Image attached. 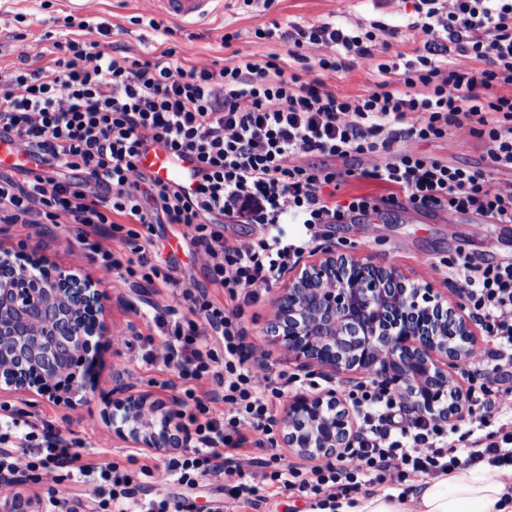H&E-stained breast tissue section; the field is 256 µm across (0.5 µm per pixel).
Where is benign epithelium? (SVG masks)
<instances>
[{
	"mask_svg": "<svg viewBox=\"0 0 512 512\" xmlns=\"http://www.w3.org/2000/svg\"><path fill=\"white\" fill-rule=\"evenodd\" d=\"M96 283L40 257L0 248V386L42 391L59 379L77 394L79 366L90 370L106 329L99 321ZM272 332L301 367L340 374L366 370L396 386L417 417L463 414L462 393L448 395L443 361H458L474 345L458 308L396 270L330 251L300 269L275 301ZM130 448L158 453L186 448L188 432L173 413L121 384L108 413ZM287 447L306 457L345 455L359 426L346 401L297 394L280 419Z\"/></svg>",
	"mask_w": 512,
	"mask_h": 512,
	"instance_id": "7a95c632",
	"label": "benign epithelium"
}]
</instances>
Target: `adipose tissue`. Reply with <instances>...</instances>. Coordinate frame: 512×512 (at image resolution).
Returning a JSON list of instances; mask_svg holds the SVG:
<instances>
[{
  "instance_id": "adipose-tissue-1",
  "label": "adipose tissue",
  "mask_w": 512,
  "mask_h": 512,
  "mask_svg": "<svg viewBox=\"0 0 512 512\" xmlns=\"http://www.w3.org/2000/svg\"><path fill=\"white\" fill-rule=\"evenodd\" d=\"M322 512H512V490L482 466L436 475L412 490L339 500Z\"/></svg>"
}]
</instances>
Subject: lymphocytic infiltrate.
<instances>
[{"instance_id": "lymphocytic-infiltrate-1", "label": "lymphocytic infiltrate", "mask_w": 512, "mask_h": 512, "mask_svg": "<svg viewBox=\"0 0 512 512\" xmlns=\"http://www.w3.org/2000/svg\"><path fill=\"white\" fill-rule=\"evenodd\" d=\"M101 34H109L98 23ZM89 23L64 18L51 41L11 34L16 60L0 66V138L15 141L35 160L26 180L0 171V212L15 224H74L106 270L171 289L179 307L156 310L162 332L152 359L175 365L189 386L180 400L197 444L171 458L165 472L178 485L199 480L224 492V512L253 504L265 486L279 484L335 506L337 499L385 481L400 484L462 466L488 465L512 481V260H448L457 273L469 315L487 345L466 356L469 428L458 433L433 418L400 424L402 396L379 385L348 394L363 423L353 448L336 462L303 472L279 454L250 459L248 481L229 484L225 460L246 446L274 444L277 405L296 376L260 375L249 361L245 306L276 284L289 264L335 224L365 219L382 205L448 214L476 212L512 224V184L488 173L429 156L395 152L402 142L446 139L450 129L477 138L492 169L512 170V0H413L406 28L417 35L412 52L394 49L399 31L336 22H292L256 29L285 54L236 53L235 61L185 62L176 45L132 54L119 41L85 40ZM316 51L327 72L349 70L356 58H377L375 89L336 94L320 78L292 72ZM471 60L468 68L454 57ZM189 161L194 176L163 184L137 165L148 145ZM353 155L366 165L336 169ZM320 164H311V157ZM358 177L383 185L386 196L342 192ZM132 229H124L123 221ZM300 224L294 237L278 227ZM124 232L127 253L92 243L101 225ZM185 226L194 260L235 306L214 303L193 277H175L139 242V227ZM226 224H255L244 245L228 244ZM208 380L198 396L191 381ZM49 424L16 416L0 422V485L25 471L44 487L48 512H112L138 487L117 465H82ZM93 481L89 497L66 482V472Z\"/></svg>"}]
</instances>
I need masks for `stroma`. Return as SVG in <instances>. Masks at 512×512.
<instances>
[{
	"label": "stroma",
	"instance_id": "1",
	"mask_svg": "<svg viewBox=\"0 0 512 512\" xmlns=\"http://www.w3.org/2000/svg\"><path fill=\"white\" fill-rule=\"evenodd\" d=\"M412 10L411 0H275L270 9L245 6L243 0H217L214 11L205 19L182 23L165 19L164 24L175 31L182 44V55L188 60L207 56L221 64H231L234 52L266 55L284 53L285 48L273 40L254 38L257 28L272 23L286 24L294 20L316 21L337 18L353 24L380 21L402 27V49L412 52L415 43L405 24ZM74 14L108 23L115 40L128 45L139 54L164 40L162 32L138 25V17H159L154 0H0V30H16L20 20H27L30 38L55 30L58 17ZM239 32L232 47H225V33ZM326 84L342 95H359L373 88L377 80L373 59L357 60L349 72L325 74ZM401 150L424 153L444 163L491 171L496 181L512 183L511 170H490L479 141L464 129H450L447 139L431 143L408 141ZM456 224L457 233H449V224ZM179 224H157L143 231V238L152 242L154 258L170 262L176 275L193 276L207 284L204 270L195 265L191 246ZM0 246L45 259L61 266H76L95 280L106 301L99 316L109 329L100 339V360L85 376L84 399L71 405L67 391L34 392L31 394H0V417L24 411L28 421L50 424L63 437L80 442L83 462L115 463L127 466L129 457L148 465L151 476H140L144 486L157 493L175 491L164 467L167 455L124 447L105 420L104 413L112 399L113 382L123 379L135 391L152 399L170 403L179 397L185 385L175 367L148 365L143 356L146 337L160 338L149 311V305L174 304L175 298L166 288H153L124 280L118 273L106 271L90 250L84 249L72 224H11L0 220ZM354 255L396 269L418 283H428L447 296L450 303L463 305L461 283L444 267L445 259L469 255L481 261L512 259V224H493L476 213L448 217L440 211H417L398 205L384 206L381 213L354 224L336 225L330 235L319 238L309 252L299 259L307 266L320 259L326 250ZM275 289L260 291L258 299L244 309L246 342L261 348L263 358L253 362L254 371L274 375L295 374L299 384L290 386L289 395L315 393L333 389L343 391L349 385L367 380L368 374L356 371L326 383L320 371L299 368L269 335L267 328L273 317Z\"/></svg>",
	"mask_w": 512,
	"mask_h": 512
}]
</instances>
